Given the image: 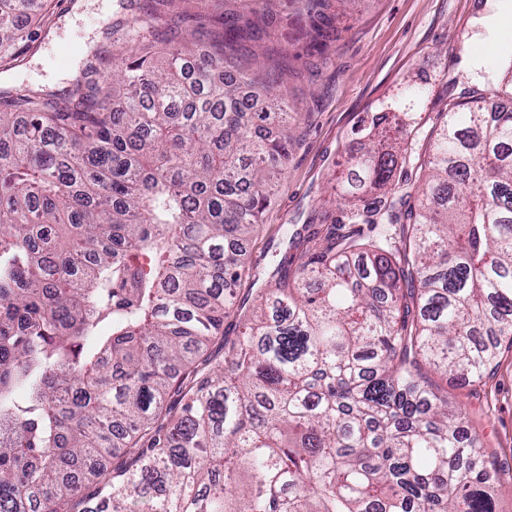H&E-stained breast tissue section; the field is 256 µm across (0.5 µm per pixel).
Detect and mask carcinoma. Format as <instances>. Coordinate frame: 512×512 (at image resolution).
<instances>
[{
  "instance_id": "obj_1",
  "label": "carcinoma",
  "mask_w": 512,
  "mask_h": 512,
  "mask_svg": "<svg viewBox=\"0 0 512 512\" xmlns=\"http://www.w3.org/2000/svg\"><path fill=\"white\" fill-rule=\"evenodd\" d=\"M47 2L0 0L1 70ZM326 5L303 3L318 53ZM193 20L219 29L201 56L136 18L64 106L0 92V512H496L483 440L426 372L474 387L512 349V107L444 113L415 204L388 113L361 118L348 209L249 310L288 93L239 64L273 17Z\"/></svg>"
}]
</instances>
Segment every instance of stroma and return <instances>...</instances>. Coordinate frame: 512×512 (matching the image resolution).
<instances>
[{
    "mask_svg": "<svg viewBox=\"0 0 512 512\" xmlns=\"http://www.w3.org/2000/svg\"><path fill=\"white\" fill-rule=\"evenodd\" d=\"M485 0H331L327 13L335 32L325 56H309V23L301 0H254L269 7L288 50V97L293 107L294 143L274 202L246 250L251 264L269 265L286 249L284 233L300 228L333 208L336 175L358 140L356 129L366 113L401 101L413 103L425 130L442 112L470 92L494 102V84L511 78L500 70L496 45L486 42L479 22ZM74 0H53L52 23L37 31L35 49L22 65L10 69L0 91L24 88L64 93L70 81L61 73L80 70L90 52L111 53L121 28L134 13L109 8L108 0H85L79 17H71ZM206 8L218 15L224 0H173L154 25L160 31H194L189 15ZM479 55L478 69L462 68L464 56ZM417 135L415 151L424 154L426 139ZM416 159L406 166L409 179L419 177ZM432 382L448 389L450 401L466 417L486 446V456L500 473L494 497L497 512H512V350L502 349L497 369L480 393Z\"/></svg>",
    "mask_w": 512,
    "mask_h": 512,
    "instance_id": "stroma-1",
    "label": "stroma"
}]
</instances>
